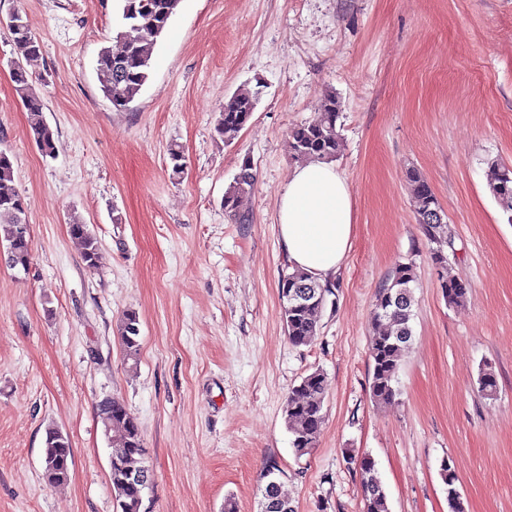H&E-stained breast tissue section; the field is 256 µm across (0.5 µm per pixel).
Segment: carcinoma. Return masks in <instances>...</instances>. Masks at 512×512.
I'll return each instance as SVG.
<instances>
[{
  "instance_id": "1",
  "label": "carcinoma",
  "mask_w": 512,
  "mask_h": 512,
  "mask_svg": "<svg viewBox=\"0 0 512 512\" xmlns=\"http://www.w3.org/2000/svg\"><path fill=\"white\" fill-rule=\"evenodd\" d=\"M180 0H121V25L117 38L125 45L122 56L105 47L101 50L97 71L104 97L117 110H127L140 94L149 75L153 48L165 33ZM6 27L17 50V59L11 61L15 91L30 115L33 138L45 156L54 154V131L43 119L45 104L32 90V76L23 61L41 54L42 46L33 35L28 21L19 12L8 15ZM258 93H237L224 101L216 117L214 130L221 138L242 130L255 112ZM340 102L332 92L319 103L311 120L295 127L289 136V151L295 161L336 159L340 134L337 120ZM255 174L250 161L241 165L233 184L224 193V211L232 217L241 215L244 202L253 189ZM406 181L417 204L416 219L423 229L429 244L432 265L438 273L448 266V249L452 241L448 234V222L438 198L425 176L416 168L406 171ZM487 186L490 194L499 203L512 223V164L493 161L488 171ZM28 223L27 204L14 185L13 163L8 154L0 151V229L4 231L7 259L11 267L27 268L30 261V236L22 235L19 225ZM72 238L80 241L83 260L89 269L97 268L99 241L89 226L74 220L69 224ZM414 261L400 263L392 278L376 296L374 323L369 343L372 363L370 396L378 404H389L399 394L395 386L404 351L412 339L411 321L414 316L413 282ZM440 288L450 306L463 303L468 294L467 285L457 279H440ZM281 301L294 293L309 296L318 302L327 300L330 286L316 283L299 269L283 271L279 276ZM284 331L295 346L309 344L318 331V316L314 306L283 305ZM140 320L133 311L123 314L119 322V336L126 357L137 361L139 336L136 327ZM327 378L324 373L314 371L302 378L292 388V395L284 407V420L291 433V445L296 458L309 453L310 448L325 421L324 402ZM497 379L490 367L482 369L479 391L485 396L496 392ZM97 417L104 428L118 427L125 446L135 451L142 445L139 423L117 398H106L97 407ZM43 455L57 460V466L45 477L50 484H63L69 480L73 465V450L70 439L59 429L47 426ZM278 469L274 462L266 464L263 483L260 484L262 498L259 512H295L290 502H283L278 488L271 484V470ZM441 477L448 487V512H464L461 496L456 489L455 474L449 463L440 468ZM361 487L364 512H389L386 492L377 477L376 463L368 455L360 464ZM110 480L116 506L120 512H140L143 495L141 489L126 484L124 460L112 463Z\"/></svg>"
}]
</instances>
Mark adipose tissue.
<instances>
[{
  "label": "adipose tissue",
  "mask_w": 512,
  "mask_h": 512,
  "mask_svg": "<svg viewBox=\"0 0 512 512\" xmlns=\"http://www.w3.org/2000/svg\"><path fill=\"white\" fill-rule=\"evenodd\" d=\"M353 222L350 187L334 162L293 167L276 224L292 267L327 283L351 247Z\"/></svg>",
  "instance_id": "obj_1"
}]
</instances>
